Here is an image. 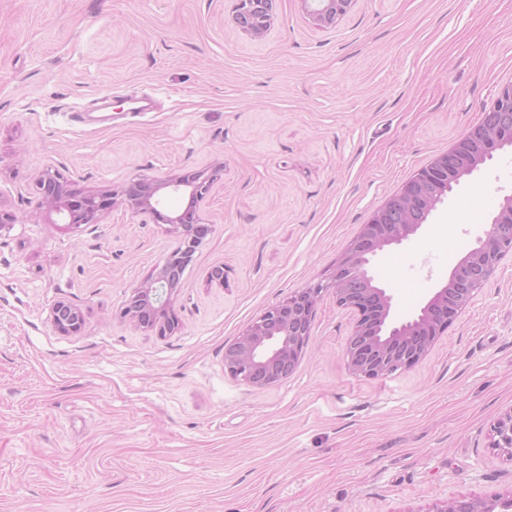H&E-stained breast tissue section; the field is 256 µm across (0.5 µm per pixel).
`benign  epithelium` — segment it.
<instances>
[{
    "label": "benign epithelium",
    "instance_id": "1",
    "mask_svg": "<svg viewBox=\"0 0 512 512\" xmlns=\"http://www.w3.org/2000/svg\"><path fill=\"white\" fill-rule=\"evenodd\" d=\"M275 0H235L232 24L245 35L262 40L274 26ZM352 0H315L307 11L313 26L329 29L348 13ZM512 147V82L502 85L482 120L471 126L446 151L405 181L371 215L350 241L332 275L270 306L236 340L224 348V368L233 378L255 388L279 384L295 374L310 345L317 308L330 295L336 305L353 311L356 320L345 347L351 374L377 379L414 366L427 356L490 280L512 251V195L503 199L489 228L451 270L448 281L409 319H390L392 296L374 284L371 260L391 246L401 245L428 224L443 201L439 180L450 192L473 174L493 152ZM222 167L189 171L159 180L137 177L118 189L78 193L59 174L47 169L36 180L41 206L61 215L72 228L92 224L117 204L133 213H148L157 224L169 225L178 247L155 273L132 291L121 318L136 328L167 336L179 328L162 295L180 287L185 269L211 232L199 214ZM51 321L61 334L78 333L84 323L76 306L57 302ZM490 447L512 461V409L491 426ZM429 512H512V490L486 497L457 496L439 501Z\"/></svg>",
    "mask_w": 512,
    "mask_h": 512
}]
</instances>
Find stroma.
Returning <instances> with one entry per match:
<instances>
[{"label": "stroma", "instance_id": "obj_1", "mask_svg": "<svg viewBox=\"0 0 512 512\" xmlns=\"http://www.w3.org/2000/svg\"><path fill=\"white\" fill-rule=\"evenodd\" d=\"M233 0H0V512H428L512 489L489 446L512 409V254L409 369L351 374L354 322L320 302L285 382L226 373L224 348L327 278L349 241L512 82V0H354L335 28L276 0L263 40ZM153 99L130 112L131 94ZM219 169L212 232L158 337L119 312L175 247L121 205L75 231L41 207L47 169L97 192ZM512 195V151L461 179L373 262L415 314ZM223 265V286L208 284ZM84 313L65 336L50 312ZM51 321L59 333L73 335L81 330L84 315L78 307L68 302L59 301L52 307Z\"/></svg>", "mask_w": 512, "mask_h": 512}]
</instances>
